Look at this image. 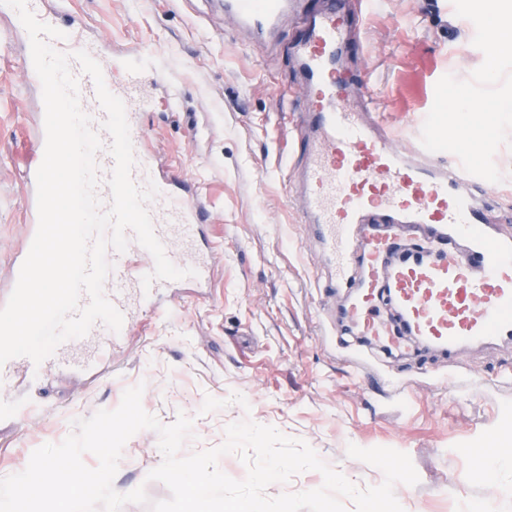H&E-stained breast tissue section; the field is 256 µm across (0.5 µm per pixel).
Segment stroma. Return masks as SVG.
<instances>
[{"label": "stroma", "mask_w": 512, "mask_h": 512, "mask_svg": "<svg viewBox=\"0 0 512 512\" xmlns=\"http://www.w3.org/2000/svg\"><path fill=\"white\" fill-rule=\"evenodd\" d=\"M68 13L125 58L145 45L169 61L182 97L178 116L145 112L148 146L194 184L208 215L214 274L204 293L161 291L155 320L135 321L111 362L85 377L52 370L43 411L0 424V477L18 473L32 452L60 443L73 420L116 409L124 391L144 384L143 409L161 423L193 420L182 455L221 445L229 423L270 425L307 442L360 487L383 482L381 470L347 454L348 444L407 453L419 475L396 485L404 512H512V346L465 347L447 357L410 343L386 352L338 327L344 293L322 289L325 258L288 203L286 160L294 132L277 88L297 74L288 45L301 28L292 16L277 51L225 23L210 27L190 0H70ZM441 23H434L433 14ZM472 30L459 26L451 0H380L363 40L368 59L349 54L353 77L375 73L390 96L383 119L406 143L421 131L439 75L465 79L484 61ZM0 292L10 260L26 244L22 173L34 156L35 97L18 71V40L0 12ZM503 174L486 186L496 223L512 228V150L499 148ZM155 431L125 444L117 492L144 487L151 501L167 487L148 480L162 454Z\"/></svg>", "instance_id": "stroma-1"}]
</instances>
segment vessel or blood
Segmentation results:
<instances>
[{
    "mask_svg": "<svg viewBox=\"0 0 512 512\" xmlns=\"http://www.w3.org/2000/svg\"><path fill=\"white\" fill-rule=\"evenodd\" d=\"M206 3L210 14L231 20L256 41L275 36L287 15L304 18L293 55L305 105L292 115L298 160L284 177L290 202L327 256L329 286L351 291L340 310L342 327L377 342L394 332L448 355L466 345L512 344V232L491 223L481 196L484 179L460 163L437 160L423 147H396L393 133L361 110L373 100L368 85L342 69L376 0ZM52 45L65 53L88 51L100 63L108 89L125 103L135 156L132 179L159 189L148 204L155 233L168 258L195 269L194 284L205 287L212 270L205 211L197 194L184 193L181 176L146 147L144 88L158 90L169 111L179 109L157 49L146 46L121 60L110 56L105 41L85 40L75 30ZM70 69L83 111L101 125L106 114L92 79L78 63ZM144 253L134 241L125 252H107L112 270L105 295L128 322L153 310L141 279L154 265L144 262ZM121 339L99 322L41 364L19 357L1 365L0 387L12 385L20 372L32 396L23 406L1 396L0 420L16 421L39 407L49 368L105 366Z\"/></svg>",
    "mask_w": 512,
    "mask_h": 512,
    "instance_id": "obj_1",
    "label": "vessel or blood"
}]
</instances>
